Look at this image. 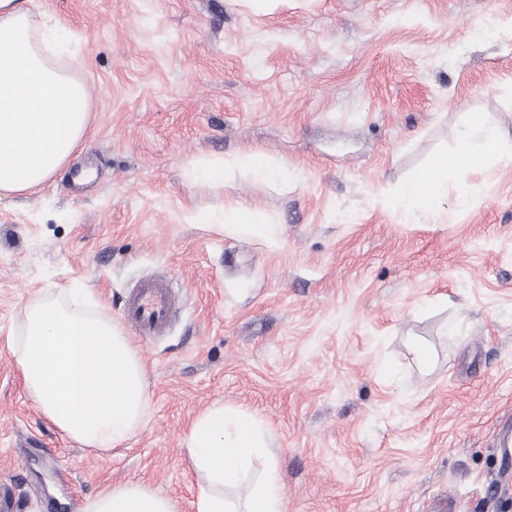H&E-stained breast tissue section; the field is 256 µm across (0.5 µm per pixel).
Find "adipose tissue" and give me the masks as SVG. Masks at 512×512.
I'll use <instances>...</instances> for the list:
<instances>
[{
    "label": "adipose tissue",
    "mask_w": 512,
    "mask_h": 512,
    "mask_svg": "<svg viewBox=\"0 0 512 512\" xmlns=\"http://www.w3.org/2000/svg\"><path fill=\"white\" fill-rule=\"evenodd\" d=\"M59 24L37 31L27 10L0 0V192L43 185L84 143L87 84L60 67ZM512 158V142L471 114L455 158H436L403 199L436 203L449 165L472 169ZM11 354L42 414L65 436L105 450L144 420L149 390L136 348L119 324L78 297L47 295L25 310ZM262 425L240 410L214 406L194 423L185 452L198 476L196 512H284L276 474L248 479L246 461L265 445ZM78 512H175L172 501L138 484L113 486Z\"/></svg>",
    "instance_id": "obj_1"
}]
</instances>
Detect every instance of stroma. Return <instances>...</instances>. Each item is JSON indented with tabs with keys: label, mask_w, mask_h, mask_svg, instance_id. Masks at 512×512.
<instances>
[{
	"label": "stroma",
	"mask_w": 512,
	"mask_h": 512,
	"mask_svg": "<svg viewBox=\"0 0 512 512\" xmlns=\"http://www.w3.org/2000/svg\"><path fill=\"white\" fill-rule=\"evenodd\" d=\"M75 35L84 147L0 196V484L14 512H77L134 482L195 512L184 439L210 407L258 419L285 512H512V161L402 188L454 155L470 113L512 140V0H21ZM249 155L278 177L188 178ZM262 212L271 237L224 234ZM180 287L166 335L133 337L150 401L108 452L41 413L11 356L27 304ZM432 355L422 366L414 350Z\"/></svg>",
	"instance_id": "35a3bbf8"
}]
</instances>
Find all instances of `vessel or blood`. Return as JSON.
Instances as JSON below:
<instances>
[{
  "instance_id": "vessel-or-blood-1",
  "label": "vessel or blood",
  "mask_w": 512,
  "mask_h": 512,
  "mask_svg": "<svg viewBox=\"0 0 512 512\" xmlns=\"http://www.w3.org/2000/svg\"><path fill=\"white\" fill-rule=\"evenodd\" d=\"M176 314L175 295L165 280L148 279L128 293L123 316L142 338L164 335Z\"/></svg>"
}]
</instances>
